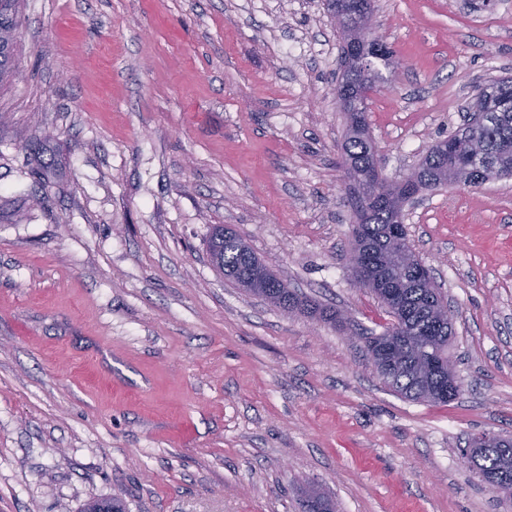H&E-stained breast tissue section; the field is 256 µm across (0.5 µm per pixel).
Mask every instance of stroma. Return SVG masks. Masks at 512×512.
Returning a JSON list of instances; mask_svg holds the SVG:
<instances>
[{"mask_svg":"<svg viewBox=\"0 0 512 512\" xmlns=\"http://www.w3.org/2000/svg\"><path fill=\"white\" fill-rule=\"evenodd\" d=\"M395 60L367 120L402 180L512 77V0H375ZM0 83V512H512L459 453L512 436V179L424 192L408 237L448 298L462 391L403 398L357 330L325 0H20ZM241 235L339 330L210 264ZM302 512H336V503L323 493L309 490L301 499Z\"/></svg>","mask_w":512,"mask_h":512,"instance_id":"1","label":"stroma"}]
</instances>
